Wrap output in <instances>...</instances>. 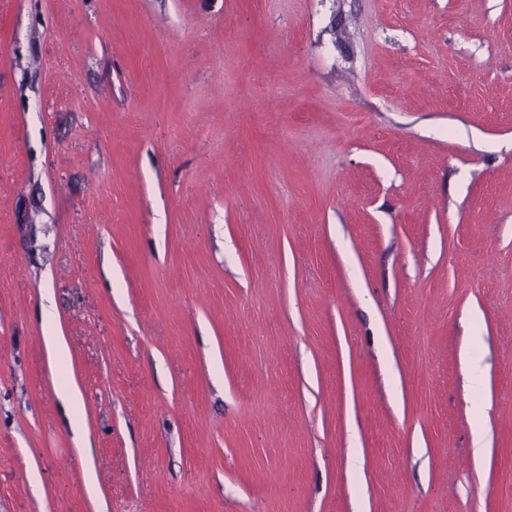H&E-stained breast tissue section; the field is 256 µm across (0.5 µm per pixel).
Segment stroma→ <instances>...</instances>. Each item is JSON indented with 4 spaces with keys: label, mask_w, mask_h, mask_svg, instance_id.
I'll return each mask as SVG.
<instances>
[{
    "label": "stroma",
    "mask_w": 512,
    "mask_h": 512,
    "mask_svg": "<svg viewBox=\"0 0 512 512\" xmlns=\"http://www.w3.org/2000/svg\"><path fill=\"white\" fill-rule=\"evenodd\" d=\"M511 484L512 0H0V512Z\"/></svg>",
    "instance_id": "1"
}]
</instances>
